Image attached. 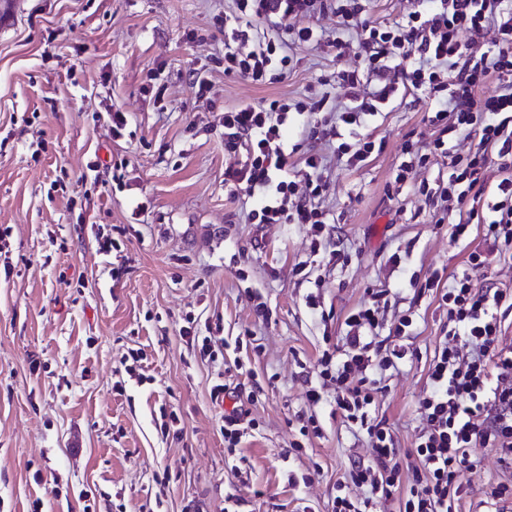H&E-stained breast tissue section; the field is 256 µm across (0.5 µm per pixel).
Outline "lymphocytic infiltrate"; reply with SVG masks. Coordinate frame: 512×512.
I'll list each match as a JSON object with an SVG mask.
<instances>
[{
  "label": "lymphocytic infiltrate",
  "mask_w": 512,
  "mask_h": 512,
  "mask_svg": "<svg viewBox=\"0 0 512 512\" xmlns=\"http://www.w3.org/2000/svg\"><path fill=\"white\" fill-rule=\"evenodd\" d=\"M371 2L232 0L224 17L225 75L255 85L281 80L295 69L296 49L309 46L353 53L355 63L329 80L343 89V102L324 94L225 109L224 150L237 162L225 169L224 187L253 199L249 223L309 225L311 247L319 249L329 235L321 200L330 173L303 142L326 141L348 169H361L386 147L368 131L382 108L408 95L424 101L432 138L403 144L393 187L413 184L449 222L451 239L469 250L460 270L432 274L422 286L448 322L417 401L415 446L400 452L394 428L377 415L383 374L408 361L404 340L418 318L408 309L384 327L387 289H367L344 315L342 343L323 351L305 398L319 404L320 382L333 383L336 412L371 448L354 456L331 512H373L393 499L398 512H459L477 449H496L512 466V340L505 337L512 290L476 281L493 260L512 259V0H409L391 21L376 18ZM327 14L336 19L328 33L318 24ZM265 24L273 34L262 32ZM401 481L406 490L398 498Z\"/></svg>",
  "instance_id": "1"
}]
</instances>
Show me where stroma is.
<instances>
[{
  "mask_svg": "<svg viewBox=\"0 0 512 512\" xmlns=\"http://www.w3.org/2000/svg\"><path fill=\"white\" fill-rule=\"evenodd\" d=\"M228 6L12 0L0 19V512H224L229 497L235 512H329L366 442L333 414L331 391L306 406L299 372L370 288L395 297L386 322L412 304L421 315L413 359L378 403L401 452L413 446L448 320L416 281L466 255L410 190L387 193L405 139L431 134L424 106L381 112L371 130L386 149L360 170L313 143L333 170L322 206L336 222L319 251L306 225L246 223L253 200L224 188L225 108L303 98L348 60L301 48L279 81L225 76ZM253 291L267 321L252 314ZM189 323L217 359L181 336ZM247 332L254 346L235 348ZM234 361L241 373L226 372ZM223 382L254 422L232 453L233 402L213 398ZM309 412L322 431L303 438L295 421ZM477 454L462 512H482L512 474L495 449Z\"/></svg>",
  "mask_w": 512,
  "mask_h": 512,
  "instance_id": "35a3bbf8",
  "label": "stroma"
}]
</instances>
